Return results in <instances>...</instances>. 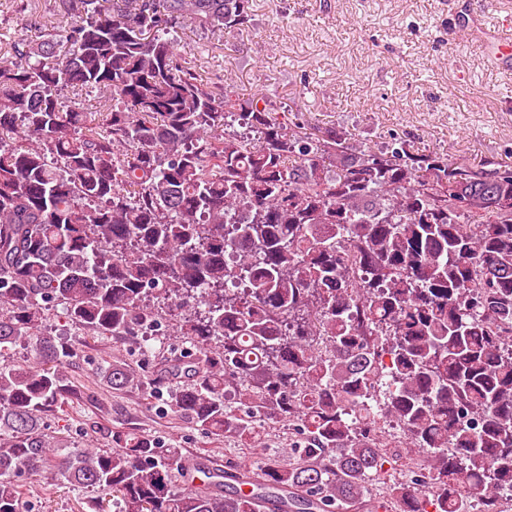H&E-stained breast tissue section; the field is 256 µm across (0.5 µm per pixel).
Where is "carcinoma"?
<instances>
[{"mask_svg":"<svg viewBox=\"0 0 512 512\" xmlns=\"http://www.w3.org/2000/svg\"><path fill=\"white\" fill-rule=\"evenodd\" d=\"M250 2L61 0L70 25L0 59V512H27L26 475L115 512H363L382 421L431 459L397 512H498L512 492V165L365 149L231 81L217 96L170 34L240 31ZM49 305L86 335L184 338L195 353L151 371L175 410L252 443L256 418L289 423L293 462L267 459L251 493L227 471L192 489L147 435L45 433L79 349L38 335ZM18 346L35 360H6Z\"/></svg>","mask_w":512,"mask_h":512,"instance_id":"carcinoma-1","label":"carcinoma"}]
</instances>
